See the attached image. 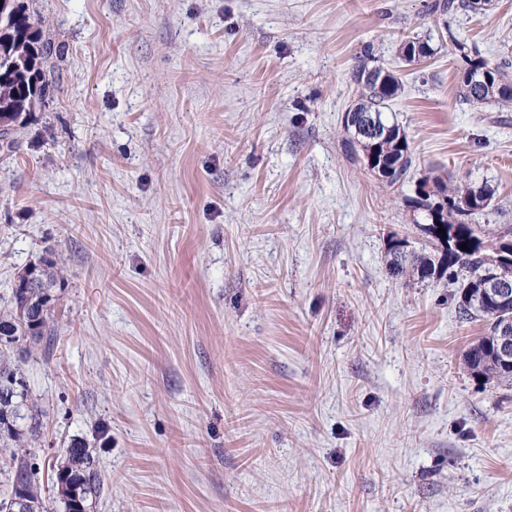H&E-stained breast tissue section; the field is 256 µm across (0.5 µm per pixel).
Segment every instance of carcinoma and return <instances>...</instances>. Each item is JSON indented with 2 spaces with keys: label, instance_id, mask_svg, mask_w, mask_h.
Instances as JSON below:
<instances>
[{
  "label": "carcinoma",
  "instance_id": "obj_1",
  "mask_svg": "<svg viewBox=\"0 0 512 512\" xmlns=\"http://www.w3.org/2000/svg\"><path fill=\"white\" fill-rule=\"evenodd\" d=\"M459 8L474 10L473 0H434L428 6L431 11L452 13ZM10 32H21L34 27L30 14L22 0H16ZM401 51L408 63L424 61L434 54L428 41L419 37L404 41ZM373 52L371 45L362 47L352 72L354 83L358 86L356 110L377 116L378 120L389 128V137L374 149L373 143L362 134L355 133L349 141L351 147H359L363 161H368L373 151L390 169L379 177L389 187L404 183L405 177L414 165L409 141L400 125L389 121L383 109L401 92L399 78L392 72L380 67L369 66ZM51 57V44L42 41L40 30H35V38L27 43L23 39H3L0 34V60L22 61L31 59L34 64V80L20 73L14 78H0V127L12 135L22 126L26 116L46 97L51 81L46 78L44 63ZM472 70L486 73L489 84L480 91L474 89L469 80ZM459 94L463 101L476 107L487 102H495L503 109L512 108V78L500 66L489 64L479 52L464 55V68L461 72ZM444 198H439L429 188L428 178L420 179L415 187L414 196L408 199L411 211L424 217V231L427 234L442 228V237L450 242V247L442 248L440 238H433L436 250L431 253H410L394 245L388 249L387 265L392 274L404 276L416 273L421 279L433 275H448V279L457 284L459 290L458 309L461 318L467 321H482L486 324V333L474 339L464 355L467 368L477 377L492 380L500 385H512V367L500 363L496 355L498 327L504 316L512 317V297L493 307L477 304L466 297L465 288L495 271L503 274L512 289V266L495 268L492 255L488 253V234L469 222V217L488 209L493 200L489 186H471L464 190L449 191L441 189ZM467 244V250L460 248ZM60 273L49 262L45 267L30 266L18 276L12 288L11 306L0 311V445H22L35 440L40 431L38 426L21 425V414L27 407L28 393L26 384L19 371V362L23 357H14V349L25 338L46 339L51 342L56 337L54 319L51 313L53 295ZM66 459L61 470L68 473L81 490V502L87 504L90 496L97 495L101 488L100 478L93 468V455L84 443H74L65 452ZM41 468L35 458L24 455L16 458L15 471L11 485L19 486L28 502L30 512H47L44 498L38 491Z\"/></svg>",
  "mask_w": 512,
  "mask_h": 512
}]
</instances>
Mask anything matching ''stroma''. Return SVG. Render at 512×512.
<instances>
[{
  "label": "stroma",
  "mask_w": 512,
  "mask_h": 512,
  "mask_svg": "<svg viewBox=\"0 0 512 512\" xmlns=\"http://www.w3.org/2000/svg\"><path fill=\"white\" fill-rule=\"evenodd\" d=\"M24 0L54 83L0 149V307L62 269L53 346L24 340L49 512L73 442L89 512H512V386L464 364L480 321L430 246L423 177L495 191L512 227V110L460 100L452 44L512 64V0ZM429 40L419 65L399 54ZM396 71L416 162L383 188L346 145L363 44ZM65 455V462L55 470V476L60 469L67 472L80 488L81 502L87 508L89 497L96 496L101 488V480L93 468L92 452L86 444L74 443L67 448Z\"/></svg>",
  "instance_id": "1"
}]
</instances>
